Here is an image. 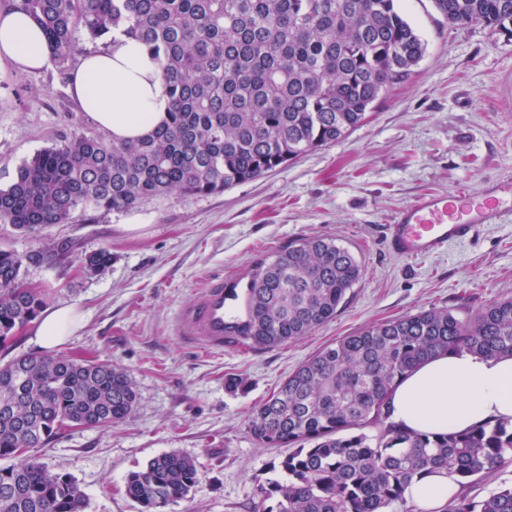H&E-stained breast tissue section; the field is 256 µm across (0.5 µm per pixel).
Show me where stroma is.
<instances>
[{
  "label": "stroma",
  "instance_id": "35a3bbf8",
  "mask_svg": "<svg viewBox=\"0 0 512 512\" xmlns=\"http://www.w3.org/2000/svg\"><path fill=\"white\" fill-rule=\"evenodd\" d=\"M427 45L413 76L377 101L342 140L218 194L155 198L129 211L76 216L22 235L0 224V248L25 255L26 282L81 321L56 353L125 369L137 389L114 427L64 429L32 454L71 476L85 512H141L125 494L130 471L163 453L197 463L190 494L165 512H254L260 484L287 448L248 431L253 408L324 345L364 326L433 307L464 319L512 296V223L430 258L391 254L383 231L417 196L478 194L512 181V41L482 26L449 24L431 0H401ZM104 137L68 91L56 64L0 74V188L36 152L72 135ZM321 236L362 265L336 317L272 348L202 354L174 333L178 311L206 278L248 275L253 261L289 241ZM68 243L71 263L30 261L44 243ZM108 249L110 268L80 273L86 254ZM243 385L231 391L229 378Z\"/></svg>",
  "mask_w": 512,
  "mask_h": 512
}]
</instances>
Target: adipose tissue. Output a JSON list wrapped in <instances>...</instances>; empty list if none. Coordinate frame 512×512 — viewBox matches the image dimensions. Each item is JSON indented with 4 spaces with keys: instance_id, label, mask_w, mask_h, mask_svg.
<instances>
[{
    "instance_id": "obj_1",
    "label": "adipose tissue",
    "mask_w": 512,
    "mask_h": 512,
    "mask_svg": "<svg viewBox=\"0 0 512 512\" xmlns=\"http://www.w3.org/2000/svg\"><path fill=\"white\" fill-rule=\"evenodd\" d=\"M51 49L42 27L27 13L0 6V72L36 71ZM70 92L81 109L116 140L138 138L167 116L169 99L160 70L138 42L117 36L99 52L83 54L71 73ZM36 344H65L78 325L69 306L47 307L36 320ZM391 419L406 431H463L512 419V357L441 354L416 367L394 389ZM454 476L439 470L413 479L405 496L420 512H442L455 493Z\"/></svg>"
}]
</instances>
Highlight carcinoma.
<instances>
[{
  "label": "carcinoma",
  "instance_id": "obj_1",
  "mask_svg": "<svg viewBox=\"0 0 512 512\" xmlns=\"http://www.w3.org/2000/svg\"><path fill=\"white\" fill-rule=\"evenodd\" d=\"M43 28L51 60L66 70L76 33L91 41H139L168 87V119L136 140L75 135L24 161L0 189V224L29 234L67 224L81 210L123 211L172 192L221 193L359 126L381 97L407 81L426 43L398 0H4ZM449 23L481 24L512 40V0H432ZM68 255L67 244L23 256L0 249V345L46 307L25 284L24 260ZM106 250L80 259L104 273ZM349 249L323 237L291 241L249 272L248 317L227 328L271 348L334 318L359 281ZM512 356V297L465 320L432 308L374 324L327 345L252 412L259 443L290 447L275 465L286 480L258 486V512H416L405 489L446 469L459 493L444 512H512V485L477 498L469 490L512 465V420L464 432H407L387 400L415 367L443 353ZM137 391L120 367L23 355L0 366V512H84L76 481L33 456L70 424L115 426ZM368 426L377 433L363 432ZM197 465L175 452L129 473L126 495L142 512L185 498Z\"/></svg>",
  "mask_w": 512,
  "mask_h": 512
}]
</instances>
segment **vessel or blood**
I'll use <instances>...</instances> for the list:
<instances>
[{
	"label": "vessel or blood",
	"instance_id": "obj_1",
	"mask_svg": "<svg viewBox=\"0 0 512 512\" xmlns=\"http://www.w3.org/2000/svg\"><path fill=\"white\" fill-rule=\"evenodd\" d=\"M512 223V184H486L477 198L450 204L446 195L424 194L400 209L386 224L388 250L406 259L440 255L449 246L472 240L489 224ZM248 283L240 276L217 275L208 279L194 301L176 315L174 331L196 349L220 353L240 349V337L225 335V327L247 318Z\"/></svg>",
	"mask_w": 512,
	"mask_h": 512
}]
</instances>
